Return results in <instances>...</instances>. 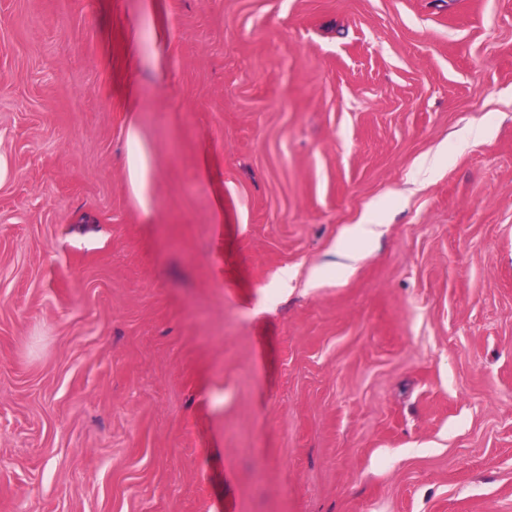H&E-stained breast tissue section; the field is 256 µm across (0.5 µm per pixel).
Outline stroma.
Wrapping results in <instances>:
<instances>
[{
  "label": "stroma",
  "mask_w": 512,
  "mask_h": 512,
  "mask_svg": "<svg viewBox=\"0 0 512 512\" xmlns=\"http://www.w3.org/2000/svg\"><path fill=\"white\" fill-rule=\"evenodd\" d=\"M0 512H512V0H0ZM127 140L128 152L126 155V167L129 180L139 193L140 202L143 208H149V200L146 195L147 185L150 176L149 161L146 149L141 141L139 110L132 108L128 111Z\"/></svg>",
  "instance_id": "35a3bbf8"
}]
</instances>
